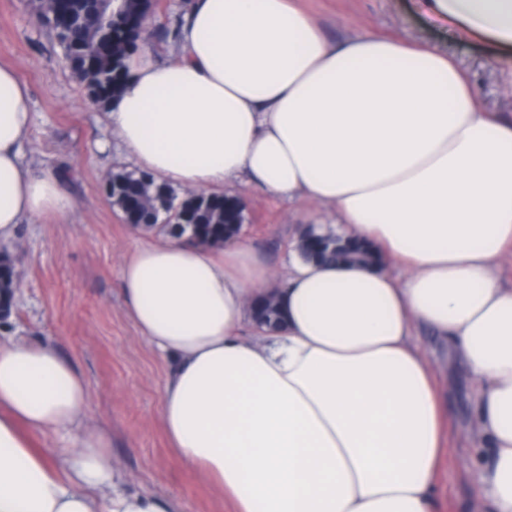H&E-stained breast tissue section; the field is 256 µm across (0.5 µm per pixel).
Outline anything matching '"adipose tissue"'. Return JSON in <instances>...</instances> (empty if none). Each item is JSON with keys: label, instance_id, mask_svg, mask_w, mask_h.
I'll return each mask as SVG.
<instances>
[{"label": "adipose tissue", "instance_id": "obj_1", "mask_svg": "<svg viewBox=\"0 0 512 512\" xmlns=\"http://www.w3.org/2000/svg\"><path fill=\"white\" fill-rule=\"evenodd\" d=\"M469 36L512 46V0H424ZM106 114L137 168L210 192L245 180L323 207L375 266L293 257L285 281L241 236L223 247L138 242L121 269L128 317L168 361L161 418L173 454L231 512H433L448 415L413 336L457 349L475 382L476 493L512 512V118L425 43L333 41L298 0H190L173 60L145 50ZM26 87L0 65V245L65 216L61 171L25 159ZM272 295L286 323L247 303ZM89 392L49 340L0 342V512H181L132 489ZM50 439L37 447L33 439Z\"/></svg>", "mask_w": 512, "mask_h": 512}]
</instances>
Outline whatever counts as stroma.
Returning <instances> with one entry per match:
<instances>
[{
    "mask_svg": "<svg viewBox=\"0 0 512 512\" xmlns=\"http://www.w3.org/2000/svg\"><path fill=\"white\" fill-rule=\"evenodd\" d=\"M336 39L352 31L391 33L436 46L475 80L483 107L512 116V51L491 40L450 32L421 12L416 0H303ZM0 64L16 69L32 108L27 156L39 169L65 167L75 203L66 218L21 225L15 242L21 293L0 337L50 338L82 373L89 390L88 423L112 436V457L131 486L180 502L183 512H229L202 476L172 454L161 420L167 362L124 311L120 271L142 230L125 224L102 192L112 170L126 166L120 149L100 151L105 113L72 76L54 32L29 0H0ZM243 203V231L279 280L290 271L288 246L317 204L290 203L244 184L229 186ZM416 342L445 396L449 462L434 491V512H476L469 461L476 456L474 382L447 341L420 331Z\"/></svg>",
    "mask_w": 512,
    "mask_h": 512,
    "instance_id": "35a3bbf8",
    "label": "stroma"
}]
</instances>
